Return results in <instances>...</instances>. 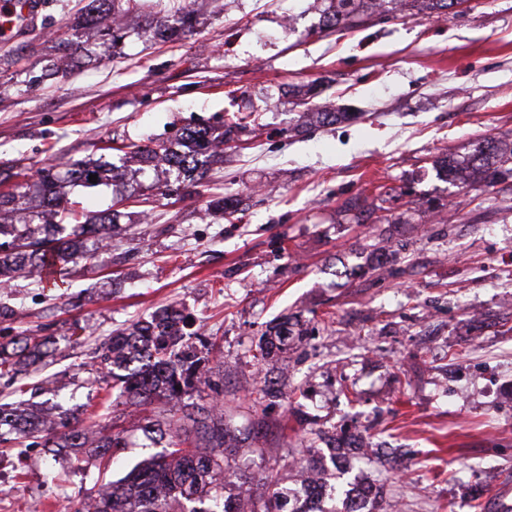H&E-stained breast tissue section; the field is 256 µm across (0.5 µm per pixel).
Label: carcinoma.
<instances>
[{
  "instance_id": "1",
  "label": "carcinoma",
  "mask_w": 512,
  "mask_h": 512,
  "mask_svg": "<svg viewBox=\"0 0 512 512\" xmlns=\"http://www.w3.org/2000/svg\"><path fill=\"white\" fill-rule=\"evenodd\" d=\"M376 0H336V6L325 17L322 28L337 31L359 25L373 14ZM259 114L232 115L224 121L222 144L238 148L240 134L258 125ZM219 145L210 138L205 126L195 125L183 131L181 145L164 143L151 146L130 142L116 150L143 162L156 163L181 177L180 184L166 189L181 198L200 195L198 187L206 177L201 156L215 153ZM448 173L460 183L468 181L470 172L483 173V183L493 185L512 176V141L490 138L466 161H447ZM97 176V183L89 175ZM44 193L41 211H31L19 220L7 221L5 215L22 210L23 195L11 188L0 192V288L5 287L18 271L41 275L46 265L65 274L70 268L95 258L100 245L111 237L116 210L109 208L94 215L69 203L60 196L57 184L77 183L85 188L111 185L122 174L108 160L78 161L65 174L54 172L51 165L36 171ZM206 210L233 217L237 205L232 195L218 194L205 201ZM186 320L181 310L169 307L133 322L129 327L112 334L101 359L105 374L112 386L135 405H147L157 398L172 403L167 416L150 420L148 432L166 440V450L135 465L117 481L109 480L73 506V512H85V500L93 502L94 512H241L240 495L225 494L224 471L232 469L238 475V488L256 484L260 492H249L246 512H313L311 493L288 489L277 472L260 478L242 470L237 462V445L232 430L224 423V410L216 404L193 401V393L203 392L208 385L210 369L205 356L187 355L180 351L185 337ZM291 337L287 325L275 333L262 335L260 356L272 349L288 346ZM47 336L22 335L8 344H0V377L14 378L28 368L47 347ZM34 438L44 446L80 448L110 461L125 447L117 434L91 439L80 425L75 413L56 405L35 407L26 400L0 404V442L13 437ZM315 445L307 447V468L321 480L327 490L328 469L321 457L312 453ZM380 489L373 487L363 507L356 511L351 505L352 493H347L344 512H379Z\"/></svg>"
}]
</instances>
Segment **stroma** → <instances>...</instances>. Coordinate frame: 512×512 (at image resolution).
<instances>
[{
	"label": "stroma",
	"instance_id": "35a3bbf8",
	"mask_svg": "<svg viewBox=\"0 0 512 512\" xmlns=\"http://www.w3.org/2000/svg\"><path fill=\"white\" fill-rule=\"evenodd\" d=\"M37 28L0 41V162L65 171L122 141L171 142L187 126L224 133L255 110L247 149L225 151L207 185L247 207L223 220L202 198L141 201L174 184L126 164L120 190L66 187L86 212L123 194L107 251L47 281L0 288L14 311L0 343L29 331L49 352L0 403L44 388L90 432L127 442L110 463L65 448L0 446V512H68L98 478L119 479L161 452L143 430L165 403L129 405L96 355L113 330L176 307L184 343L210 340L219 403L250 472L295 478L308 432L361 430L379 447L341 483L382 487L381 512H512V177L450 182L447 158L512 139V0H469L445 15L417 0L326 34L330 0H189L196 23L176 41L171 0L126 15L124 0H43ZM121 27L119 46L102 37ZM72 41L79 57L60 46ZM314 112L336 123L302 124ZM288 317L293 338L271 362L260 336ZM280 393L262 398L268 381Z\"/></svg>",
	"mask_w": 512,
	"mask_h": 512
}]
</instances>
